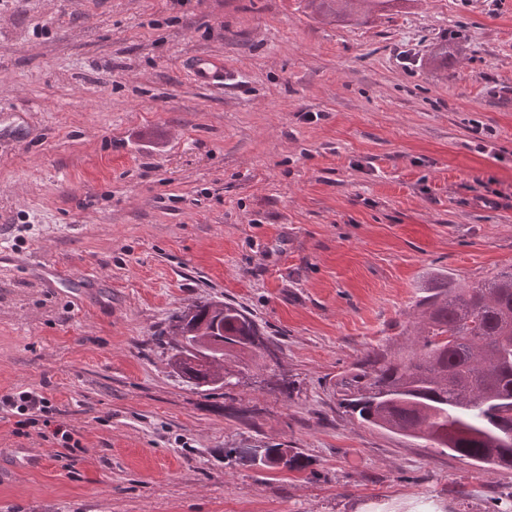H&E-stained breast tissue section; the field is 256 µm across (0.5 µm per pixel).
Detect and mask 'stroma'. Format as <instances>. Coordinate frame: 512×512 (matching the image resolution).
Here are the masks:
<instances>
[{
  "label": "stroma",
  "instance_id": "1",
  "mask_svg": "<svg viewBox=\"0 0 512 512\" xmlns=\"http://www.w3.org/2000/svg\"><path fill=\"white\" fill-rule=\"evenodd\" d=\"M509 267L512 0H0V394L46 391L83 445L0 420V512H503L512 469L362 424L336 382L442 276ZM214 298L278 351L199 392L155 335ZM318 2L324 6L329 12L336 14H347L353 12L358 6L366 5L367 12H373L379 7H384L396 0H310ZM194 79L203 85H217L224 82V63L216 57L197 60L191 64ZM267 455L261 460L262 465L268 469H276L279 467L286 468L288 471H301L305 468V463L300 452L289 448H266ZM288 455V461L281 466V458Z\"/></svg>",
  "mask_w": 512,
  "mask_h": 512
}]
</instances>
